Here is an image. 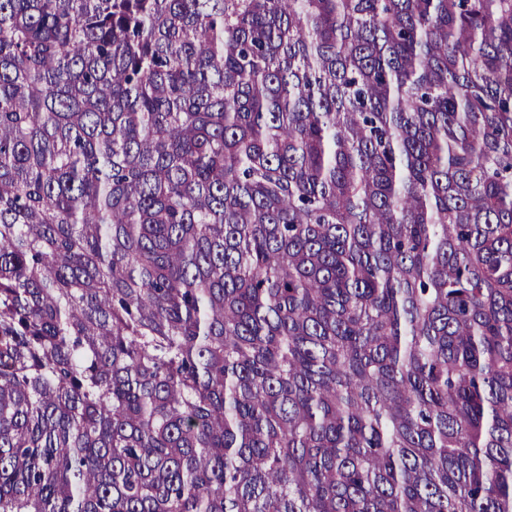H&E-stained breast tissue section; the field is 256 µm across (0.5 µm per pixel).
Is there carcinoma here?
Instances as JSON below:
<instances>
[{"label":"carcinoma","instance_id":"1","mask_svg":"<svg viewBox=\"0 0 512 512\" xmlns=\"http://www.w3.org/2000/svg\"><path fill=\"white\" fill-rule=\"evenodd\" d=\"M0 512H512V0H0Z\"/></svg>","mask_w":512,"mask_h":512}]
</instances>
